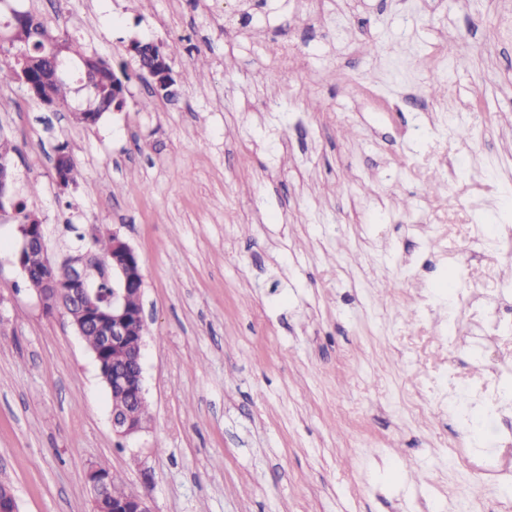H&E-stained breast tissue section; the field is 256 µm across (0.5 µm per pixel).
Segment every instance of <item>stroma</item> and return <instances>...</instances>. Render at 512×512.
Here are the masks:
<instances>
[{
  "instance_id": "stroma-1",
  "label": "stroma",
  "mask_w": 512,
  "mask_h": 512,
  "mask_svg": "<svg viewBox=\"0 0 512 512\" xmlns=\"http://www.w3.org/2000/svg\"><path fill=\"white\" fill-rule=\"evenodd\" d=\"M21 4L116 64L133 38L182 51L175 101L133 78L89 128L72 118L88 90L45 112L0 88L49 254L66 225L116 228L145 277L150 422L122 440L90 350L39 307L0 222V481L19 512H89L94 464L153 512H448L434 485L476 469L448 458L457 426L429 387L504 349L472 343L446 290L512 301L488 247L512 229V0H257L245 25L240 0Z\"/></svg>"
}]
</instances>
